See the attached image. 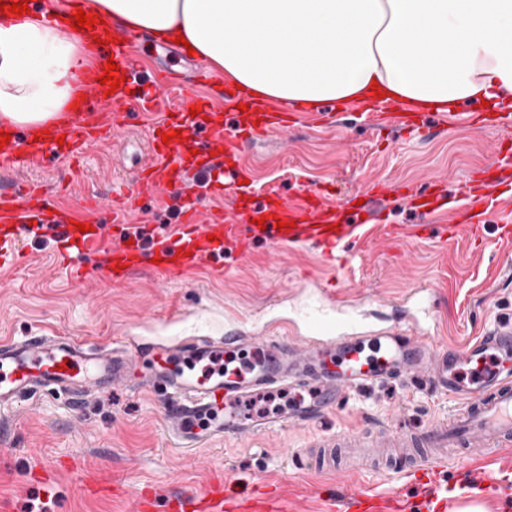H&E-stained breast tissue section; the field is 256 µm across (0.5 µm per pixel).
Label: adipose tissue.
Segmentation results:
<instances>
[{
  "instance_id": "1",
  "label": "adipose tissue",
  "mask_w": 512,
  "mask_h": 512,
  "mask_svg": "<svg viewBox=\"0 0 512 512\" xmlns=\"http://www.w3.org/2000/svg\"><path fill=\"white\" fill-rule=\"evenodd\" d=\"M90 12L170 42L263 101L311 109L372 99L426 112L512 111V0H90ZM0 14V121L61 120L94 30Z\"/></svg>"
}]
</instances>
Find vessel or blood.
Listing matches in <instances>:
<instances>
[{
	"label": "vessel or blood",
	"mask_w": 512,
	"mask_h": 512,
	"mask_svg": "<svg viewBox=\"0 0 512 512\" xmlns=\"http://www.w3.org/2000/svg\"><path fill=\"white\" fill-rule=\"evenodd\" d=\"M110 43L94 47L101 66L87 73L77 96L64 114V124L39 137H11L0 147V169L16 175L14 186L0 191V260L19 252L35 225L54 224L60 229L62 264L74 281L90 271L85 257L98 259V269L112 284L122 285L141 273L159 284L184 280L189 272L211 264L214 258L248 257L256 242L275 249L303 245L322 248L328 264L349 267L355 252L384 232L393 240L418 247L438 233L443 248L457 243L456 224L387 225L365 222L340 224L338 212L346 203H328L313 189L290 200L268 189L263 201H254L243 170L226 174L228 161L237 160L246 147L271 133L284 134L291 125L288 112L251 101L247 91L226 88L223 97L188 95L192 85L206 82L202 71L193 74L170 67L145 71L135 51L131 30L111 29ZM114 60L119 76L128 83L144 81L142 97L131 100L126 86L108 91L100 84L105 60ZM182 93L181 105L167 107L171 93ZM243 104L254 112L256 123L231 130L217 122L203 123L202 114H217L222 101ZM139 107L158 113L151 127V158L139 166L131 181L113 190L108 205L112 213V239L98 231L100 204L89 202L81 210L57 208L49 190L23 181L22 175L47 158L77 160L94 144L111 138L125 125L128 111ZM200 116H193V109ZM206 130L203 152L189 155L173 131L183 134ZM195 179L202 197L231 190V210H201L188 204L181 226L155 234L143 246V227L126 221L140 200L161 192L183 193ZM472 225L494 220L499 236L512 240V209L504 207L498 185L487 184L481 195H468ZM85 224L87 232L77 231ZM317 298L315 306L283 317L289 333L272 335L260 325V313L231 314L222 333L208 327L210 304L198 303L152 317L159 338L150 367L135 356L131 331L114 334L109 341L92 342L70 336H28L0 342V410L53 391L72 402L109 390L113 385L159 388L166 402L165 421L182 447L194 448L214 436L260 435L290 425L318 419L346 391L381 384L399 376H424L442 392L463 399L457 416L418 433L382 431L379 438L349 434L341 444L353 449L357 467L376 463L384 474L421 478L442 467L449 449L469 457L491 459L512 448V324H498L459 349L437 348L434 303L423 288L407 296L403 314L415 328L405 335L400 327L369 326L345 309L340 292L305 276ZM377 341V354L363 356L361 346ZM306 389L288 412L250 420L240 416L237 403L273 388ZM235 499L223 485L210 484L203 492L176 491L165 500L152 492L134 495L133 512H226ZM369 488L331 497L328 512H379Z\"/></svg>",
	"instance_id": "obj_1"
}]
</instances>
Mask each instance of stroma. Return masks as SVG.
<instances>
[{
  "label": "stroma",
  "instance_id": "stroma-1",
  "mask_svg": "<svg viewBox=\"0 0 512 512\" xmlns=\"http://www.w3.org/2000/svg\"><path fill=\"white\" fill-rule=\"evenodd\" d=\"M368 108L365 102L343 106L335 128L301 117L285 138L246 148L242 167L256 190L272 184L288 198L307 186L336 200L379 180L413 190L434 182L451 202L461 195L466 173L491 166L499 142L512 143V127L459 126L437 112L425 113L428 130L418 139L400 125H366L360 114ZM152 122L151 115L131 114L123 130L79 161L45 163L25 179L57 193L70 208L105 197L114 179L129 175L147 157ZM182 210L181 196L162 193L129 212L127 221L175 225ZM482 235V249L462 237L450 252L432 244L407 251L380 236L365 246L350 270L329 267L311 246L275 254L259 242L250 258L233 263L230 272L202 273L159 287L147 276L115 286L98 272L74 283L57 262V234L47 228L0 264V340L43 332L103 342L147 315L177 305L188 309L204 296L231 310L257 311L308 272L323 283L342 285L350 307L374 325L397 321L391 302L412 288L429 287L438 314L435 339L456 347L483 328L512 320V242L500 241L491 221ZM461 408L460 398L433 392L420 381L396 379L343 393L308 427L245 440L217 438L188 454L165 432L158 392L118 385L75 407L66 397L46 392L14 411L17 426L6 437L8 451L0 453V501L9 502L12 512H131L128 491L146 488L161 495L178 487H203L218 477L241 496L265 490L283 512H323L325 496L363 485L381 495L396 490L415 498L421 491L409 478L367 470L355 477L342 467L330 475L308 468L291 451L378 427L417 431ZM35 470L51 475V488L32 480ZM500 471L512 474V449L491 462L449 458L432 481L450 487L462 479L484 481ZM88 474L112 478L126 491L86 494L80 480Z\"/></svg>",
  "mask_w": 512,
  "mask_h": 512
}]
</instances>
